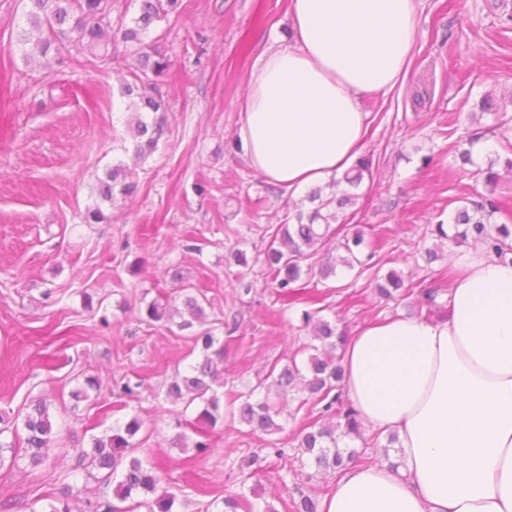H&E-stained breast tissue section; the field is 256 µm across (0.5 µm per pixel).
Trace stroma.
Returning a JSON list of instances; mask_svg holds the SVG:
<instances>
[{
	"instance_id": "stroma-1",
	"label": "stroma",
	"mask_w": 512,
	"mask_h": 512,
	"mask_svg": "<svg viewBox=\"0 0 512 512\" xmlns=\"http://www.w3.org/2000/svg\"><path fill=\"white\" fill-rule=\"evenodd\" d=\"M288 2L184 0L181 17L153 27L173 61L162 85L168 131L140 163L119 93L132 48L116 41L108 61L72 54L44 68L17 45L28 0H0V415L22 422L31 402L44 400L60 444L40 466L23 458L0 468V512L24 503L42 512L50 477L72 486L77 507L91 495L111 497V487L76 468L77 455L133 414L146 422L135 454L175 494L174 512H205L243 484L277 510L295 489L320 500L332 491L334 473L269 451L275 442L294 447L297 419L265 435L228 416L206 453L174 447L175 421L186 412L166 388L199 354L187 332L147 322L144 303L206 294L213 306L205 325L224 342L223 382L241 393L310 342L305 312L349 336L370 321L429 314L412 298L380 299L366 274L319 281L316 258L306 305L282 306L265 284L257 255L286 216L310 204L249 166L237 102L260 54L290 44ZM418 30L406 79L361 99L372 174L340 217L350 233L384 225L392 243L377 255L382 273L432 286L448 266L423 258L437 245L433 224L454 201L489 192L459 171L449 143L485 132V149L472 151L483 167L512 141V121L479 110L484 94L512 95V0H419ZM118 162L135 170L136 196L117 200L109 222L86 223L99 178ZM238 250L252 263L248 293L238 284ZM88 376L100 382L96 398L73 403L70 391ZM129 381L141 385L131 400L121 393Z\"/></svg>"
}]
</instances>
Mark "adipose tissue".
Instances as JSON below:
<instances>
[{"mask_svg": "<svg viewBox=\"0 0 512 512\" xmlns=\"http://www.w3.org/2000/svg\"><path fill=\"white\" fill-rule=\"evenodd\" d=\"M294 45L263 52L237 108L251 167L277 187L324 184L368 132L359 97L406 77L417 0H290ZM444 320L363 325L343 356L345 391L400 466L344 470L321 512H512V264L462 256Z\"/></svg>", "mask_w": 512, "mask_h": 512, "instance_id": "obj_1", "label": "adipose tissue"}]
</instances>
